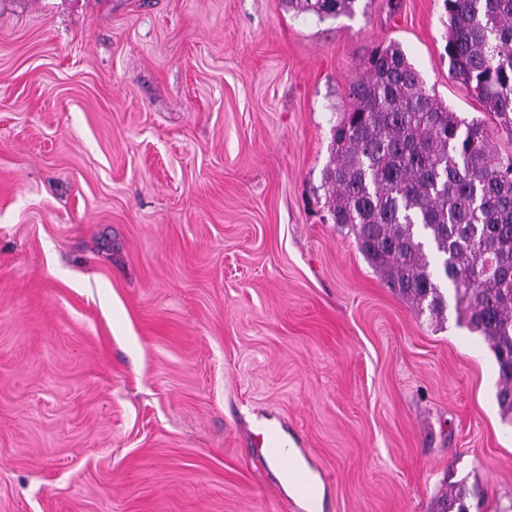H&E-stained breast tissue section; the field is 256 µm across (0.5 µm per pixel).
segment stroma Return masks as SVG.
I'll list each match as a JSON object with an SVG mask.
<instances>
[{
	"instance_id": "35a3bbf8",
	"label": "stroma",
	"mask_w": 512,
	"mask_h": 512,
	"mask_svg": "<svg viewBox=\"0 0 512 512\" xmlns=\"http://www.w3.org/2000/svg\"><path fill=\"white\" fill-rule=\"evenodd\" d=\"M443 0H0V512H322L512 503L481 336L388 288L324 220L348 84L396 42L429 93ZM288 9L296 13L313 15L318 21L336 18L342 14H352L353 5L358 0H285ZM264 448H260L272 461L279 462L288 474V480L294 487L297 497L305 505V512H319L321 508L320 487L314 477L300 464L298 458L288 454L284 440L278 430L264 428ZM475 493L463 484L453 486L438 502V512H472L470 497Z\"/></svg>"
}]
</instances>
